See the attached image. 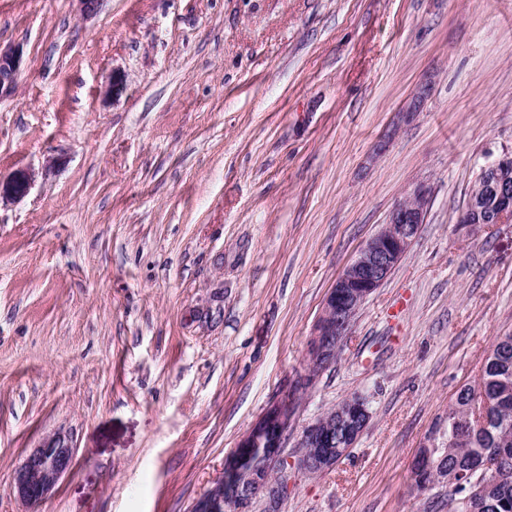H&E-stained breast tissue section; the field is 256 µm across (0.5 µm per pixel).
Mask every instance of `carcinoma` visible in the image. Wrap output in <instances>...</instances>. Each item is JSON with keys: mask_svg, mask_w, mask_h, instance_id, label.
Here are the masks:
<instances>
[{"mask_svg": "<svg viewBox=\"0 0 512 512\" xmlns=\"http://www.w3.org/2000/svg\"><path fill=\"white\" fill-rule=\"evenodd\" d=\"M497 355L487 360L483 367V387L495 403L494 411L484 425L468 424L465 405L473 390L462 386L448 406V450L431 447L432 467H422L417 472L418 482L431 481L432 471L448 465V471L466 476L480 461L493 455L506 453L512 456V334L495 338ZM469 490L457 486L448 492V512H512V473L502 477L496 494L482 504L470 508L464 503Z\"/></svg>", "mask_w": 512, "mask_h": 512, "instance_id": "obj_1", "label": "carcinoma"}]
</instances>
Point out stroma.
<instances>
[{"label":"stroma","mask_w":512,"mask_h":512,"mask_svg":"<svg viewBox=\"0 0 512 512\" xmlns=\"http://www.w3.org/2000/svg\"><path fill=\"white\" fill-rule=\"evenodd\" d=\"M0 45V175H34L0 203V512L58 428L38 512H189L418 181L425 224L298 414L359 392L370 422L281 512H448L409 475L512 333V224L457 222L512 151V0H0ZM22 62L19 46L5 49L0 45V100L13 94ZM74 455L70 432L56 429L47 433L14 473L18 498L32 505L46 498L72 469Z\"/></svg>","instance_id":"35a3bbf8"}]
</instances>
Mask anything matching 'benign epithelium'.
Instances as JSON below:
<instances>
[{
	"label": "benign epithelium",
	"instance_id": "obj_1",
	"mask_svg": "<svg viewBox=\"0 0 512 512\" xmlns=\"http://www.w3.org/2000/svg\"><path fill=\"white\" fill-rule=\"evenodd\" d=\"M22 62L18 46L0 48V100L13 94ZM483 183L476 188L457 218L459 224H509L512 222V152L504 151L482 168ZM32 174L19 169L0 178V201L25 197ZM431 186L412 184L393 206L388 220L358 251L336 278L325 297L309 339L302 368L296 373L292 392L274 399L239 439L224 459V471L193 503L190 512H250L253 502L266 504L267 512H279L280 499L288 487V460L282 448L296 429L298 402L311 389L323 369L336 361L340 343L369 296L391 275L426 223ZM491 406L477 392L470 420L482 421ZM369 420L368 400L353 393L305 425L296 440L294 466L308 475L336 465L354 447ZM343 428L336 450H323L329 430ZM74 464L73 437L56 429L47 433L26 456L13 477L18 498L36 504L46 498ZM494 461L477 467L486 477L478 488L489 494L495 482L490 471Z\"/></svg>",
	"mask_w": 512,
	"mask_h": 512
}]
</instances>
